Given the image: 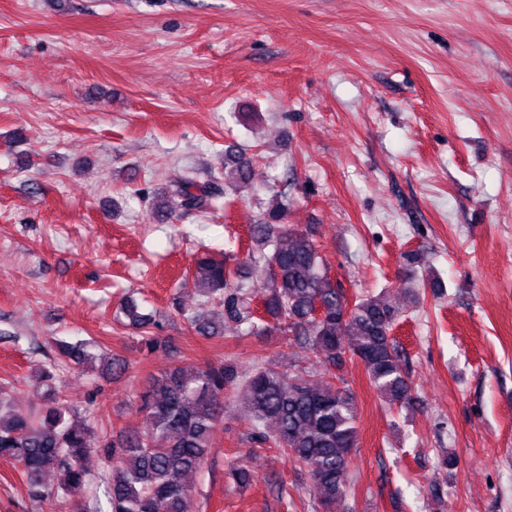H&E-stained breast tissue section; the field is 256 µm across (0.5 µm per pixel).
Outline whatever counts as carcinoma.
<instances>
[{
    "label": "carcinoma",
    "instance_id": "1",
    "mask_svg": "<svg viewBox=\"0 0 512 512\" xmlns=\"http://www.w3.org/2000/svg\"><path fill=\"white\" fill-rule=\"evenodd\" d=\"M252 169L253 157L247 152L234 146L224 151V186L236 192L248 187ZM219 193L214 182L186 177L162 194L152 219L167 224L180 210L209 207ZM283 213L272 210L250 225L255 250L242 258L196 254L192 275L203 300L179 315L203 336L222 335L226 324L253 336L274 330L290 333L331 374L358 359L389 405L408 407L411 386L391 335L398 310L381 294L348 301L310 234L282 223ZM250 269L264 273L261 287L248 284ZM123 314L142 330L144 345L154 348L158 337L151 333L152 314L140 312L134 301L124 304ZM54 353L40 368L46 381L61 363L86 368L95 358L85 342L58 341ZM228 393L248 407L251 442L273 446L307 471L323 512H332L350 496L358 440L352 398L306 369H280L266 362L245 371L231 362L170 368L141 393L139 409L147 426L134 437L105 430L97 438L88 428L71 424L74 408L55 390L49 391L48 404L36 418L0 399V458L21 462L32 500L57 502L61 512L80 509L75 497L86 486L96 458L104 468L111 512H188L191 490L186 477L199 471L209 456L210 435L224 420ZM54 471L66 476L62 495L45 483Z\"/></svg>",
    "mask_w": 512,
    "mask_h": 512
}]
</instances>
